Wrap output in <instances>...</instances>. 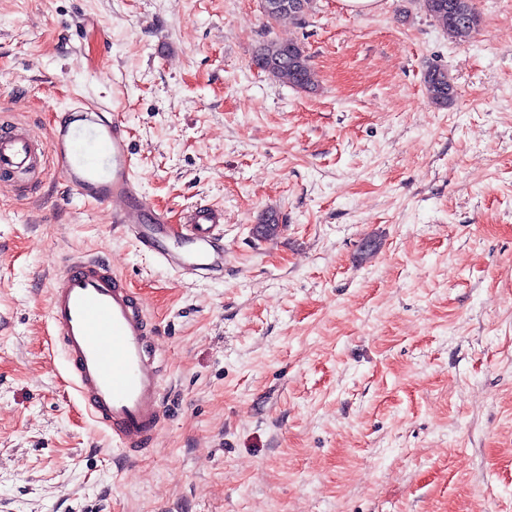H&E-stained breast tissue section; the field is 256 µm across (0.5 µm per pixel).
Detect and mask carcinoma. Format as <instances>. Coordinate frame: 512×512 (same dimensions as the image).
I'll return each instance as SVG.
<instances>
[{
  "mask_svg": "<svg viewBox=\"0 0 512 512\" xmlns=\"http://www.w3.org/2000/svg\"><path fill=\"white\" fill-rule=\"evenodd\" d=\"M309 0H263L267 18L274 20L284 16L301 17ZM428 14L458 42L472 39V25H481L482 18L474 0H424ZM252 64L267 76L299 89L314 86L315 74L309 63V56L297 42L268 40L260 45ZM429 100L446 107L453 99V85L448 70L440 66L430 67L424 76Z\"/></svg>",
  "mask_w": 512,
  "mask_h": 512,
  "instance_id": "cac0c4a2",
  "label": "carcinoma"
}]
</instances>
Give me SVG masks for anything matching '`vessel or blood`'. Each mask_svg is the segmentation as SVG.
<instances>
[{"label":"vessel or blood","mask_w":512,"mask_h":512,"mask_svg":"<svg viewBox=\"0 0 512 512\" xmlns=\"http://www.w3.org/2000/svg\"><path fill=\"white\" fill-rule=\"evenodd\" d=\"M49 168L84 201L118 203L113 223L161 266L185 279L223 274V210L199 203L182 223H169L142 191L119 112L74 100L44 139L21 124H0V185ZM49 318L72 384L96 422L118 447L153 446L167 409L141 299L108 260L78 253L52 283Z\"/></svg>","instance_id":"obj_1"}]
</instances>
